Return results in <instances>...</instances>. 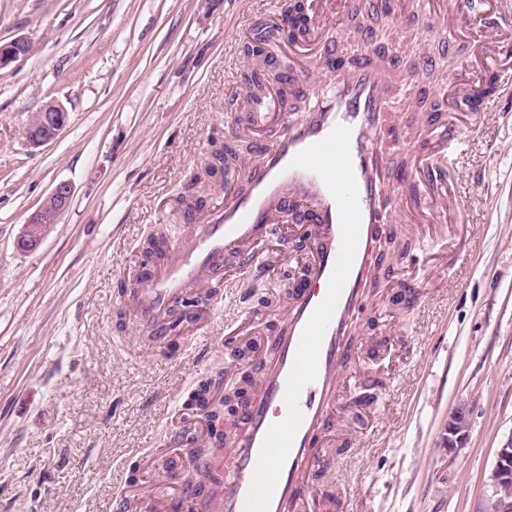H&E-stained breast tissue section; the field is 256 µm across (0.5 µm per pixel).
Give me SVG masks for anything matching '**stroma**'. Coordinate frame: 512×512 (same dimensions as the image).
<instances>
[{
  "label": "stroma",
  "instance_id": "1",
  "mask_svg": "<svg viewBox=\"0 0 512 512\" xmlns=\"http://www.w3.org/2000/svg\"><path fill=\"white\" fill-rule=\"evenodd\" d=\"M453 0H345L336 35L382 46L393 28L400 69L423 83L471 64L495 0L453 30ZM284 0H0V44L30 53L0 70V512H108L113 496L168 484L185 449L165 433L201 382L251 389L264 348L256 314L275 321L291 272L311 259L305 227L286 224L258 266L224 268L211 319L156 347L125 294L149 235L185 227V184L236 127L237 160L269 138L248 129L244 46L252 19ZM69 121L31 147L43 105ZM448 167L452 209L396 225L407 247L387 250L353 343L356 374L337 396L353 446L319 461L318 492L344 512H484L498 448L512 437V95L461 117ZM72 203L40 246H17L27 216L59 183ZM250 345L246 357L236 347ZM471 413L457 454L449 413Z\"/></svg>",
  "mask_w": 512,
  "mask_h": 512
}]
</instances>
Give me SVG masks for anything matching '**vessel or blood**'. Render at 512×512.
Listing matches in <instances>:
<instances>
[{
  "label": "vessel or blood",
  "instance_id": "vessel-or-blood-1",
  "mask_svg": "<svg viewBox=\"0 0 512 512\" xmlns=\"http://www.w3.org/2000/svg\"><path fill=\"white\" fill-rule=\"evenodd\" d=\"M498 4L500 20L481 42L489 61L512 41V0ZM312 7L321 56L337 62L327 94L301 114L279 99L280 131L258 144L244 187L225 193L223 208L206 223L188 225L164 266L128 297L150 340L164 341L191 289L222 288L221 268L256 262L258 246L279 229L278 215L299 203L309 209L312 285L292 295L265 338L261 390L238 410L243 431L221 465L225 479L213 488L215 512H324L322 498L309 492L312 470L333 425L339 374L351 364L349 337L370 270L381 260L378 243L397 218L378 134L388 125L392 91L418 79L391 70L388 48L342 59L339 38L326 27L335 0H313ZM460 139L445 119L438 130L404 140L422 160L409 172L407 197L428 192L434 204H447L448 152Z\"/></svg>",
  "mask_w": 512,
  "mask_h": 512
}]
</instances>
